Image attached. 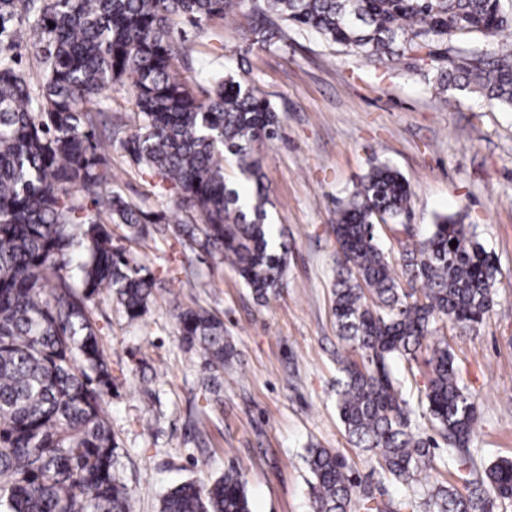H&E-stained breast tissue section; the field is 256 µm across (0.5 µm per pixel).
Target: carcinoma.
<instances>
[{"instance_id":"carcinoma-1","label":"carcinoma","mask_w":512,"mask_h":512,"mask_svg":"<svg viewBox=\"0 0 512 512\" xmlns=\"http://www.w3.org/2000/svg\"><path fill=\"white\" fill-rule=\"evenodd\" d=\"M235 0H0V512H133L121 474L120 448L106 419L116 387L89 309L102 290L137 320L152 303L155 278L125 247L126 239L167 224L114 189L104 154L123 132L122 118L97 108L104 89L127 86L136 131L122 141L132 162L178 192L188 220L175 232L194 251L227 260L263 298L283 285L288 250L267 223L259 151L280 120L252 82L232 73L197 93L176 62L188 47L172 37L178 19L199 26L222 19ZM262 15H280L326 40L378 62L408 53L434 57L448 39L466 61L439 71L437 88L483 96L512 107V40L501 0H263ZM36 41L39 80L17 68L16 44ZM230 155L249 182L224 179ZM411 211L404 176L375 164L336 209L333 315L342 339L362 362L343 363L336 409L351 441L373 452L384 475L410 484L437 469L432 439L413 430L422 411L447 442L464 486L440 485L433 512H493L512 502V459L472 478L467 447L475 406L441 341L430 347L427 383L402 390L392 373L416 359L431 326L472 327L491 310L497 269L460 215L436 216L429 236L401 255L402 287L375 239L380 222ZM457 246H450L451 241ZM183 349L196 355L202 383L221 401L224 365L234 357L224 320L200 306H176ZM312 512H417L411 495L375 503L346 460L308 449ZM159 512H251L241 474L229 469L208 484L182 482L160 499Z\"/></svg>"}]
</instances>
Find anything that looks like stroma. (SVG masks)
I'll return each instance as SVG.
<instances>
[{"label": "stroma", "mask_w": 512, "mask_h": 512, "mask_svg": "<svg viewBox=\"0 0 512 512\" xmlns=\"http://www.w3.org/2000/svg\"><path fill=\"white\" fill-rule=\"evenodd\" d=\"M261 0L228 16L175 25L189 56L178 67L191 85L214 72L256 82L282 123L261 149L272 202L268 221L288 246L284 285L259 300L234 267L191 251L163 229L134 251L160 288L149 312L129 321L108 292L90 309L117 387L106 407L137 512H158L162 494L186 480L211 482L237 469L252 512H311L310 445L341 453L377 500L400 487L370 470L336 409L339 360L361 355L333 316L336 240L330 226L369 168L386 163L408 180V225L379 224L375 238L398 260L424 239L436 215L465 222L497 268L492 308L471 329L439 328L460 384L477 406L467 453L477 469L512 458V109L477 94L437 95L447 59L404 55L379 63L315 32L279 21L281 41L248 40ZM112 169L124 195L146 211L178 215V195L113 142ZM194 301L224 320L238 356L224 369V404L212 409L199 360L179 344L176 303ZM156 372L144 384L139 360Z\"/></svg>", "instance_id": "1"}]
</instances>
